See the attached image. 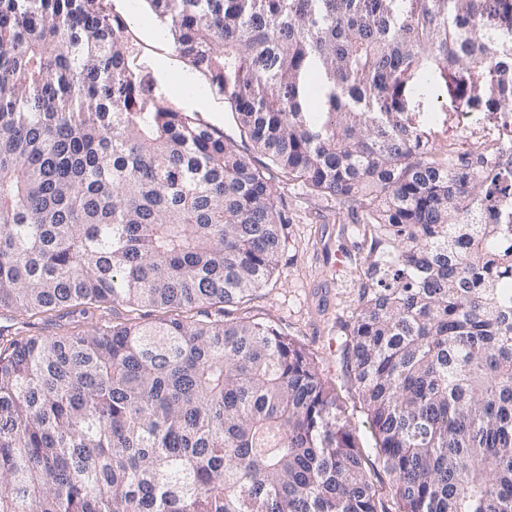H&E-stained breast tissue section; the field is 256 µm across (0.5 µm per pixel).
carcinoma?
<instances>
[{"label":"carcinoma","instance_id":"1","mask_svg":"<svg viewBox=\"0 0 512 512\" xmlns=\"http://www.w3.org/2000/svg\"><path fill=\"white\" fill-rule=\"evenodd\" d=\"M289 181L364 208L346 324L391 510L313 356L248 301L288 220L263 169L151 96L107 0H0V512H512V230L409 116L419 70L512 112V0H145ZM321 77L318 113L309 74ZM216 309H217V306L208 307V308L201 307V308H197L195 310L188 311V312H181V310L170 311L168 309H158L155 311L142 310L141 312H138L139 313V315H138L136 313L128 312L127 311L128 309L126 307L116 306L113 311L106 312L104 314L106 315L105 318L111 320L112 322H124L125 319H127L129 317H134V316L139 318L137 321L151 322V321H157V320L164 319V318H169V317L175 316L176 314H180V316H182V317L195 316L194 318H199L200 314L197 313L198 311L207 310L208 312H214ZM15 328L23 331L24 336H47L58 332L55 326L49 325L44 316L38 314L31 316L30 314H19L9 310L0 311V329ZM8 327V328H7Z\"/></svg>","mask_w":512,"mask_h":512}]
</instances>
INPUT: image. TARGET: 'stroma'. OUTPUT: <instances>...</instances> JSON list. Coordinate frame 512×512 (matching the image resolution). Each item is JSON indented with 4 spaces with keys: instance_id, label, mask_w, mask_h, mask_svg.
Listing matches in <instances>:
<instances>
[{
    "instance_id": "obj_1",
    "label": "stroma",
    "mask_w": 512,
    "mask_h": 512,
    "mask_svg": "<svg viewBox=\"0 0 512 512\" xmlns=\"http://www.w3.org/2000/svg\"><path fill=\"white\" fill-rule=\"evenodd\" d=\"M112 14L122 17L133 47L132 67L149 75L154 96L171 109L195 115L235 141L250 154L278 188V207L288 219L287 238L279 263L268 285L240 306L231 308L233 319L251 317L273 325L303 345L314 357L325 378L335 387L352 432L365 456L376 454L367 412L355 390L353 374L340 343L345 324L357 304L358 292L376 256L370 235L360 220L361 211L348 210L333 197L311 193L286 180L251 143L242 139L233 103L224 95L209 92L208 108L176 93L175 76L205 85L209 79L176 52L172 41L154 15L146 9L128 15L118 0H109ZM416 114L430 131L437 158L465 157L470 146L464 135L450 128L449 112L455 111L439 84L422 76L412 81Z\"/></svg>"
}]
</instances>
